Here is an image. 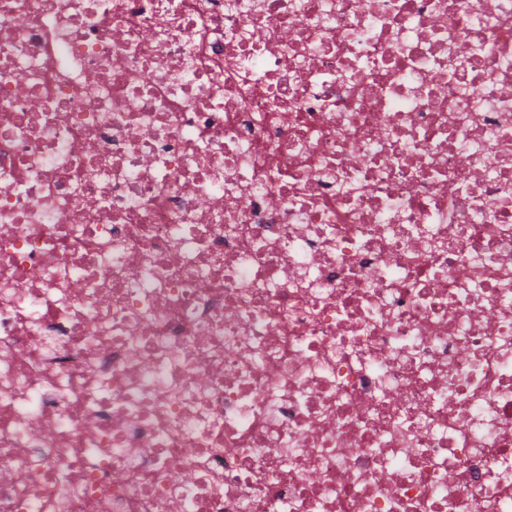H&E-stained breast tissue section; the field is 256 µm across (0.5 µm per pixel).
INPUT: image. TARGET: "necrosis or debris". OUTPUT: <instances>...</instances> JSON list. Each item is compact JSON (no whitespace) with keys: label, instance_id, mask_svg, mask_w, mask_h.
<instances>
[{"label":"necrosis or debris","instance_id":"4bbe7bcc","mask_svg":"<svg viewBox=\"0 0 512 512\" xmlns=\"http://www.w3.org/2000/svg\"><path fill=\"white\" fill-rule=\"evenodd\" d=\"M0 512H512V0H0Z\"/></svg>","mask_w":512,"mask_h":512}]
</instances>
